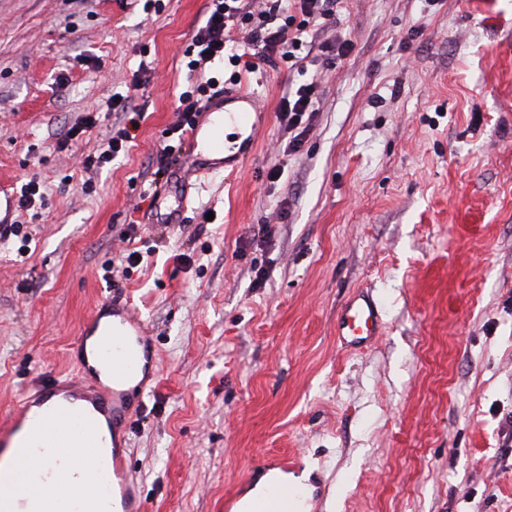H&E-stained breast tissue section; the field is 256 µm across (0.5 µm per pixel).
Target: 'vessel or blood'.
<instances>
[{
  "label": "vessel or blood",
  "instance_id": "vessel-or-blood-1",
  "mask_svg": "<svg viewBox=\"0 0 512 512\" xmlns=\"http://www.w3.org/2000/svg\"><path fill=\"white\" fill-rule=\"evenodd\" d=\"M260 110L258 97L245 90L212 100L189 134L185 178L242 166L255 147ZM380 321L378 300L353 293L336 318V341L345 350L368 347L380 335ZM74 345L82 354L78 376L26 389L0 423V463L23 479L16 512H45L57 501L73 503L79 512H148L127 466L123 436L142 408L133 393L150 394L160 375L149 328L131 303L106 301ZM59 448L71 449L85 468L100 472L102 485L85 484L55 465ZM300 467L297 458L256 460L247 485L261 487V494L247 501L233 493L225 512H286L309 493L308 485L283 479Z\"/></svg>",
  "mask_w": 512,
  "mask_h": 512
}]
</instances>
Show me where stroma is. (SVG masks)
Segmentation results:
<instances>
[{
  "label": "stroma",
  "instance_id": "stroma-1",
  "mask_svg": "<svg viewBox=\"0 0 512 512\" xmlns=\"http://www.w3.org/2000/svg\"><path fill=\"white\" fill-rule=\"evenodd\" d=\"M144 3L0 0V194L44 195L4 217L22 234L0 240V421L77 374L73 339L118 299L161 366L128 448L152 512H224L256 456L289 452L322 484L310 512H512V0H336L310 30L340 60L277 57L237 84L215 63L268 121L174 224L152 172L207 0ZM137 78L136 139L85 170L116 116L68 130ZM313 79V128L285 154L279 101ZM361 290L381 335L346 352L336 313Z\"/></svg>",
  "mask_w": 512,
  "mask_h": 512
}]
</instances>
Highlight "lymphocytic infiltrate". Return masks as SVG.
I'll return each instance as SVG.
<instances>
[{
  "instance_id": "obj_1",
  "label": "lymphocytic infiltrate",
  "mask_w": 512,
  "mask_h": 512,
  "mask_svg": "<svg viewBox=\"0 0 512 512\" xmlns=\"http://www.w3.org/2000/svg\"><path fill=\"white\" fill-rule=\"evenodd\" d=\"M282 0H209L203 24L197 29L190 45L184 51L186 67L193 82L189 89L178 96L177 119L170 126L171 137L185 141L187 131L193 125L202 109V102L210 90L217 87L215 78L209 77L206 70L213 59L229 58L233 66L252 71L258 61L279 56L292 57L301 37L306 31L304 23L295 25L283 20ZM250 21L244 39L254 51L253 59H243L241 54H227L230 31L239 21ZM318 98L317 82L301 85L296 91L288 92L280 100L278 117L289 135V151H299L303 138L309 129L316 111ZM108 111L119 113L120 119L112 128V135L106 147L97 157L87 159L91 168H100L112 162L120 152L126 151L145 114L132 106L129 98L114 99L107 104Z\"/></svg>"
}]
</instances>
